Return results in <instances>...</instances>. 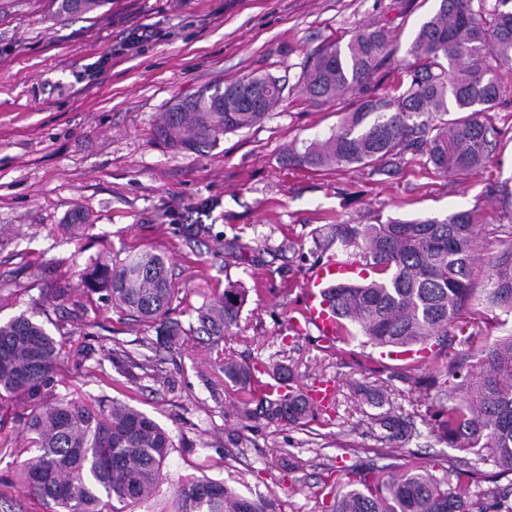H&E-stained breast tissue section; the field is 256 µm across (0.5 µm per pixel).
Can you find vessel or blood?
<instances>
[{"label":"vessel or blood","mask_w":512,"mask_h":512,"mask_svg":"<svg viewBox=\"0 0 512 512\" xmlns=\"http://www.w3.org/2000/svg\"><path fill=\"white\" fill-rule=\"evenodd\" d=\"M359 272V267L353 262L339 260L333 256L322 259L306 276L310 292L301 311L304 324L314 326L319 335L328 338L335 337L336 321L322 289L342 281L351 280Z\"/></svg>","instance_id":"vessel-or-blood-1"}]
</instances>
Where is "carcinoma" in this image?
Instances as JSON below:
<instances>
[{
	"instance_id": "cac0c4a2",
	"label": "carcinoma",
	"mask_w": 512,
	"mask_h": 512,
	"mask_svg": "<svg viewBox=\"0 0 512 512\" xmlns=\"http://www.w3.org/2000/svg\"><path fill=\"white\" fill-rule=\"evenodd\" d=\"M437 10L418 27L397 94L369 93L371 78L386 64L395 36L386 25L357 30L346 47L323 46L305 62L300 79L312 103L348 97L354 110L322 139L288 152V165L311 169L366 166L388 174L403 153L423 151L439 171L458 175L482 165L501 131L481 119L502 102L499 70L512 63V0H437ZM61 16L88 14L107 0H56ZM284 83L253 74L221 87L209 86L173 104L157 128L159 139L193 150L220 135L250 128L275 109ZM501 242L485 261L480 293L471 286L482 261L484 238ZM351 252L375 277L327 289L336 335L365 338L375 347L429 345L434 358L455 343L470 344L476 313L498 311L504 335L486 340L472 363L450 359L433 366L429 386L438 413L389 409L367 417L383 446L409 442L423 430L456 452L455 481L428 468L389 474L376 467L351 471L336 488L331 512H512V487L491 480L480 485L479 466L512 475V224H483L473 211L437 217L389 218L377 224H329L314 239L316 259ZM82 283L105 292L112 305L135 321L151 322L164 345L175 350L189 340L172 317L175 289L163 257L138 253L122 263L98 262ZM248 289L230 285L197 309L193 332L218 340L237 324ZM128 366L157 377L158 359L124 352ZM62 344L44 323L21 313L0 321V403L22 399L29 407L26 429L37 456L23 464L20 482L30 495L57 512H126L148 498L163 479L174 444L169 432L145 412L120 400L85 399L54 393ZM254 367L224 362V380L251 387ZM277 384L259 397L257 412L270 422L304 425L313 403L292 385L293 372L280 364ZM171 512H280L276 501L238 493L206 475L189 476L175 490Z\"/></svg>"
}]
</instances>
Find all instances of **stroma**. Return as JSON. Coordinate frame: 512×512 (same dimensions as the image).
<instances>
[{
  "mask_svg": "<svg viewBox=\"0 0 512 512\" xmlns=\"http://www.w3.org/2000/svg\"><path fill=\"white\" fill-rule=\"evenodd\" d=\"M436 0H110L97 12L61 16L55 0H0V319L35 315L63 332L60 395H107L166 428L175 446L163 481L132 512H169L190 475L224 481L240 493L277 501L282 512H329L346 466L378 463L401 474L413 462L440 470L452 457L430 435L376 458L363 421L376 411L367 393L388 395L409 414L438 410L434 391L401 378L406 361L362 341L296 332L304 277L315 264L312 240L336 220L373 224L401 215L445 217L472 210L486 224H512V202L491 186L512 180V64L500 70L505 105L485 113L501 132L481 167L439 172L406 153L398 172L369 167L315 172L283 161L288 146L324 136L345 104L314 105L297 84L314 50L347 41L369 24L391 28L399 47L371 88L391 94L412 35ZM151 37L131 43L141 27ZM269 72L284 78V99L263 122L194 150L156 135L175 102L214 84ZM87 222L70 226L75 212ZM207 235L190 237L191 225ZM161 255L179 294L183 323L231 283L249 295L240 318L217 342L187 341L161 378L124 374L107 358L103 337L135 349L155 337L147 323L119 313L104 294L87 292L82 272L95 262L140 251ZM66 283V301L51 302ZM272 382L285 364L294 385L335 388L308 426L279 427L241 413L243 393L224 381L227 359ZM0 430V512H52L19 485L27 444L25 406Z\"/></svg>",
  "mask_w": 512,
  "mask_h": 512,
  "instance_id": "stroma-1",
  "label": "stroma"
}]
</instances>
